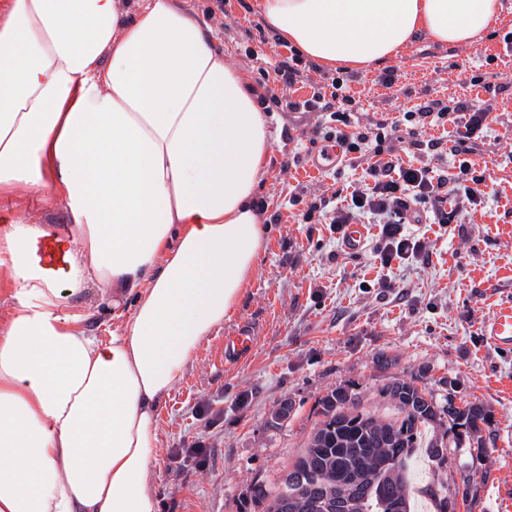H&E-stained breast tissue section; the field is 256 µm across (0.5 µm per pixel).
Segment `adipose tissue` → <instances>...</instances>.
<instances>
[{
  "label": "adipose tissue",
  "mask_w": 512,
  "mask_h": 512,
  "mask_svg": "<svg viewBox=\"0 0 512 512\" xmlns=\"http://www.w3.org/2000/svg\"><path fill=\"white\" fill-rule=\"evenodd\" d=\"M9 0L0 22V197L64 202L71 238L0 222V512H159L161 405L243 297L264 247L266 120L245 76L174 0ZM329 65L426 35L472 46L500 0H258ZM136 294L104 341L60 310L88 282Z\"/></svg>",
  "instance_id": "obj_1"
}]
</instances>
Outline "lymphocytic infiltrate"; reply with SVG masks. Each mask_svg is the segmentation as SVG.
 <instances>
[{
    "mask_svg": "<svg viewBox=\"0 0 512 512\" xmlns=\"http://www.w3.org/2000/svg\"><path fill=\"white\" fill-rule=\"evenodd\" d=\"M248 57L256 61L255 83L261 92L258 102L264 111L283 106L291 112H313L318 125L324 126L322 142H336L342 147L344 156H372L366 174L368 179L353 187L351 192L333 190L331 196L319 197L304 202L295 196L291 205L301 206L302 223H311L315 214L332 211V222L337 233H344L348 224L364 213L374 216L379 226L380 245L377 256L381 267L391 266L393 261L414 258L428 261L429 249L425 241L406 234L405 225L418 224L424 213L432 212L440 223H448L445 209L449 189L462 191L468 204L480 203L484 197L486 176L471 156L477 151V140L488 119L487 110L459 101L446 104L433 100L403 113L408 122L425 124L427 119L438 123H450L456 128L454 155L460 156L459 171L454 177L432 175L429 167L402 166L394 147L390 143L393 135L388 120L360 126L349 110L340 108L339 92L343 88L339 79H332L330 91H314L304 100H284L282 93L294 86L307 68L298 51L280 61H272L267 55L248 50Z\"/></svg>",
    "mask_w": 512,
    "mask_h": 512,
    "instance_id": "obj_1",
    "label": "lymphocytic infiltrate"
}]
</instances>
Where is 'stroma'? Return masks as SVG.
<instances>
[{
    "instance_id": "35a3bbf8",
    "label": "stroma",
    "mask_w": 512,
    "mask_h": 512,
    "mask_svg": "<svg viewBox=\"0 0 512 512\" xmlns=\"http://www.w3.org/2000/svg\"><path fill=\"white\" fill-rule=\"evenodd\" d=\"M500 3L498 18L472 46L421 38L381 64L321 66L286 92L303 100L321 76L343 77L363 125L432 99L489 108L474 160L486 168L490 194L476 206L449 197L454 223L407 227L428 242V264L403 260L380 267L374 224L363 249L350 254L328 224L297 223L293 195L308 201L362 181L368 163L343 161L324 173L309 172L315 115L266 113L269 164L256 197L281 221L266 225L264 250L241 301L203 341L159 410L158 458L150 475L159 512H256L252 486L284 473L318 421L323 396L343 387L361 409L390 416L395 409L380 390L396 379L425 389L438 407L471 402L489 414L477 440L445 421L428 428V435L443 437L445 462H416V482L437 473L452 490L473 475L477 493L457 512H512V355L498 353L480 334L481 322L512 295V55L503 42L512 31V0ZM213 43L247 75L246 50L289 54L256 0H227L224 33ZM388 70L397 74L389 88L379 81ZM475 75L482 76L480 85H471ZM409 130L404 124L395 132L404 163L457 173L459 159L448 147L453 125L421 128V139H441L435 152L410 148ZM0 214L62 233L69 224L64 203L22 187L0 200ZM135 302L94 283L65 297L62 309L82 315L91 335L106 338ZM244 323L257 332L253 351L223 364L225 334ZM282 409L287 418H278ZM195 440L208 448L204 465L172 459V449Z\"/></svg>"
}]
</instances>
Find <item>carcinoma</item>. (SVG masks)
<instances>
[{"mask_svg":"<svg viewBox=\"0 0 512 512\" xmlns=\"http://www.w3.org/2000/svg\"><path fill=\"white\" fill-rule=\"evenodd\" d=\"M381 397L398 410L385 419L359 409L355 395L336 388L321 398L319 420L308 446L273 483L252 487V500L262 512H410V462L421 442L422 427L448 415L453 424L475 435L487 421L485 408L448 404L439 410L426 392L411 382L394 380L381 389ZM472 483L450 497L441 480L421 493L436 512H453L457 497L474 494Z\"/></svg>","mask_w":512,"mask_h":512,"instance_id":"cac0c4a2","label":"carcinoma"}]
</instances>
